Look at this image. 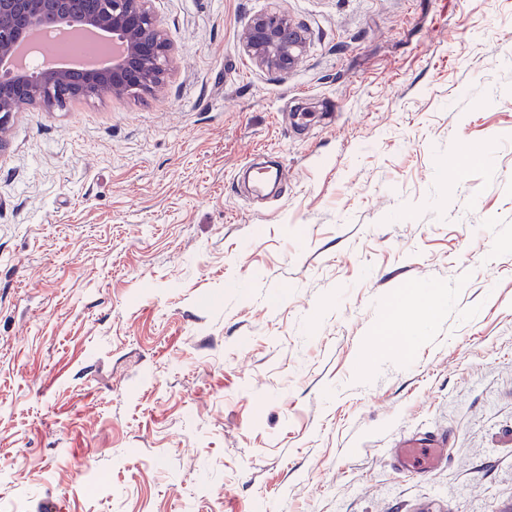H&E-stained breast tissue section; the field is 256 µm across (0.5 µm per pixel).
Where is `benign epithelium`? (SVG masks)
I'll list each match as a JSON object with an SVG mask.
<instances>
[{"mask_svg": "<svg viewBox=\"0 0 512 512\" xmlns=\"http://www.w3.org/2000/svg\"><path fill=\"white\" fill-rule=\"evenodd\" d=\"M148 2L97 0L96 6L84 8L80 0H0V149L6 145L12 119L30 106L56 112L73 100L161 89L172 47ZM43 16L60 21L63 29L95 28L120 42L125 51L103 68L85 74L88 82L84 84L73 83L72 71L4 68L12 47L23 43L35 19ZM241 41L258 67L278 73L294 69L306 45L300 27L280 13L255 15Z\"/></svg>", "mask_w": 512, "mask_h": 512, "instance_id": "obj_1", "label": "benign epithelium"}]
</instances>
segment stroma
I'll list each match as a JSON object with an SVG mask.
<instances>
[{"mask_svg": "<svg viewBox=\"0 0 512 512\" xmlns=\"http://www.w3.org/2000/svg\"><path fill=\"white\" fill-rule=\"evenodd\" d=\"M150 6L163 92L0 150V512H512V0ZM241 41L258 67L278 73L294 69L306 45L300 27L280 13L255 15L243 30ZM448 448L442 447H411L398 448L397 462L402 466H410L415 472H424L431 468L442 456L447 454Z\"/></svg>", "mask_w": 512, "mask_h": 512, "instance_id": "35a3bbf8", "label": "stroma"}]
</instances>
